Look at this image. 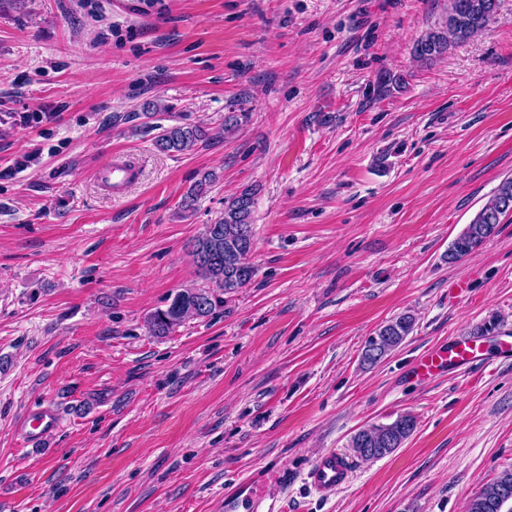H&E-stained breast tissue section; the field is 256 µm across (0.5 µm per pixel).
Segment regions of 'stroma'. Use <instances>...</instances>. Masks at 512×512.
Returning a JSON list of instances; mask_svg holds the SVG:
<instances>
[{
    "instance_id": "obj_1",
    "label": "stroma",
    "mask_w": 512,
    "mask_h": 512,
    "mask_svg": "<svg viewBox=\"0 0 512 512\" xmlns=\"http://www.w3.org/2000/svg\"><path fill=\"white\" fill-rule=\"evenodd\" d=\"M447 7L0 0V512H224L243 474L282 468L288 512H466L512 469V360L411 372L489 322L512 335V216L448 261L512 178V0L416 61ZM384 73L401 85L379 97ZM228 112L250 119L228 135ZM173 124L209 136L158 151ZM122 154L140 180L116 197L96 170ZM247 187L255 277L150 334L171 294L205 287L190 244ZM404 312L413 333L364 365ZM47 405L61 429L23 444L18 421ZM402 413L401 448L352 460L335 495L308 487L319 455ZM416 318L411 313H404L382 326L374 336L370 337L362 351V361L368 365H376L398 348L415 327Z\"/></svg>"
}]
</instances>
